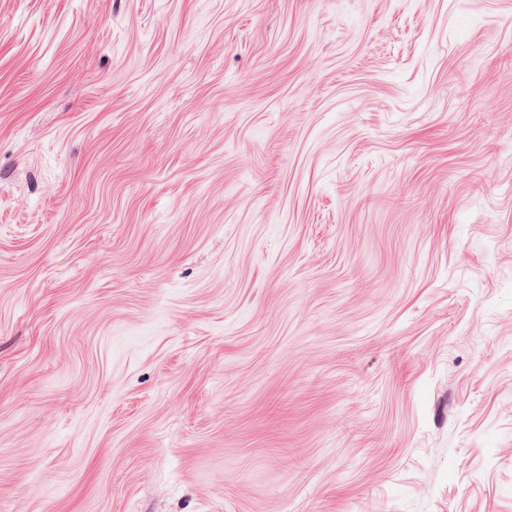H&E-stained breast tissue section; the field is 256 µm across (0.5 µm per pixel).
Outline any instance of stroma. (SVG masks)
Wrapping results in <instances>:
<instances>
[{"label":"stroma","mask_w":512,"mask_h":512,"mask_svg":"<svg viewBox=\"0 0 512 512\" xmlns=\"http://www.w3.org/2000/svg\"><path fill=\"white\" fill-rule=\"evenodd\" d=\"M0 512H512V0H0Z\"/></svg>","instance_id":"1"}]
</instances>
